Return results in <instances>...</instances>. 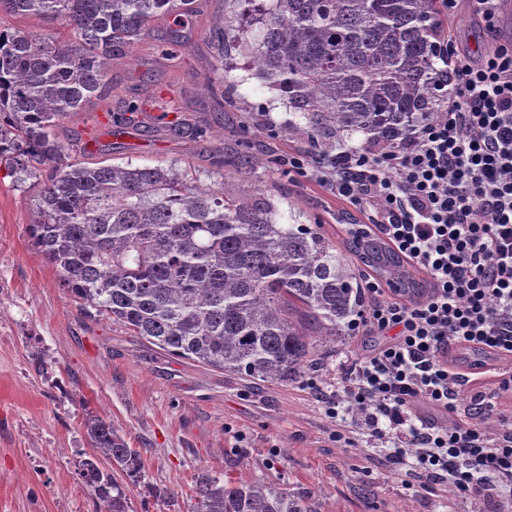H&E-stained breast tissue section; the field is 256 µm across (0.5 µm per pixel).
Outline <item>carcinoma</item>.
Here are the masks:
<instances>
[{
  "label": "carcinoma",
  "instance_id": "1",
  "mask_svg": "<svg viewBox=\"0 0 512 512\" xmlns=\"http://www.w3.org/2000/svg\"><path fill=\"white\" fill-rule=\"evenodd\" d=\"M214 27L216 99L257 71L288 99V131L314 146L405 137L432 114L436 0H228ZM0 11L63 22L67 38L0 28V166L38 181L26 231L59 285L89 315L202 366L284 382L336 341L361 307L354 263L308 224H282L267 198H233L174 166L87 167L69 160L60 123L111 89L112 60L129 56L154 18L190 0H0ZM257 33L250 65L224 61ZM372 259L406 296L418 289L399 258ZM95 450L80 464L94 512H130L114 477L141 476L142 454L112 421L89 414ZM112 472L101 469L102 462ZM192 512H320L309 493L233 481L202 469Z\"/></svg>",
  "mask_w": 512,
  "mask_h": 512
}]
</instances>
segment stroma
I'll return each mask as SVG.
<instances>
[{"mask_svg": "<svg viewBox=\"0 0 512 512\" xmlns=\"http://www.w3.org/2000/svg\"><path fill=\"white\" fill-rule=\"evenodd\" d=\"M223 15L224 0H195L181 24L151 22L132 55L113 60L109 97L85 103L64 121L61 137L84 145L82 162L173 165L234 198L266 191L284 223L320 225L342 245L348 225L366 223L369 213L316 178L310 140L288 131L287 98L258 79L221 105L203 89L216 64L213 23ZM442 23L444 38L463 53L512 39L505 25L491 38L467 0ZM166 92L185 126H172L152 104ZM133 101L145 110L130 125L101 127L100 111L118 113ZM246 153L256 170L240 168ZM289 156L304 157V170L285 166ZM36 193L33 183L16 184L0 170V512H62L73 504L93 512L79 476L81 461L94 455L83 428L90 413L112 419L143 455L141 476L128 487L132 512H190L202 468L318 494L322 512H500L486 497L421 482L411 461L393 462L390 445L366 442L350 410L329 418L344 362L371 354L386 337L340 336L277 383L172 356L120 324L85 316L60 288L26 233ZM311 379L317 389H309Z\"/></svg>", "mask_w": 512, "mask_h": 512, "instance_id": "stroma-1", "label": "stroma"}]
</instances>
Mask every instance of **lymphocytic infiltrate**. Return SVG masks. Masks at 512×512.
I'll return each mask as SVG.
<instances>
[{
	"instance_id": "f902f5d3",
	"label": "lymphocytic infiltrate",
	"mask_w": 512,
	"mask_h": 512,
	"mask_svg": "<svg viewBox=\"0 0 512 512\" xmlns=\"http://www.w3.org/2000/svg\"><path fill=\"white\" fill-rule=\"evenodd\" d=\"M451 79L436 80L435 116L409 137L371 152L342 149L316 169L322 183L368 207L374 227L410 265L423 271L428 295L415 304L385 298L376 282L351 330L394 333L393 343L346 363L341 402L357 410L370 440L412 454L423 478L450 484L462 497H512V372L478 389L448 358L477 347L512 360V41L472 61L447 41L435 44ZM425 402L455 427L419 421ZM495 417L488 432L479 420Z\"/></svg>"
}]
</instances>
